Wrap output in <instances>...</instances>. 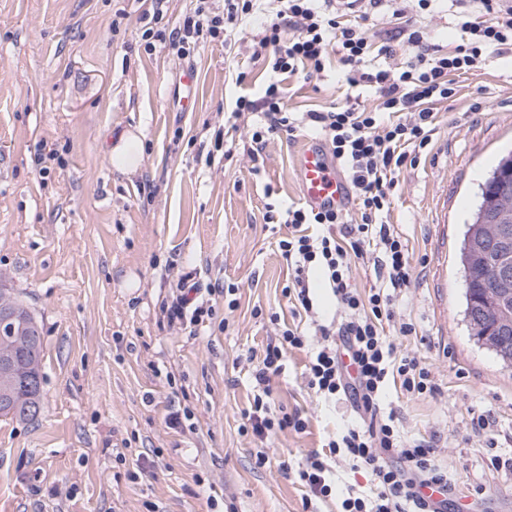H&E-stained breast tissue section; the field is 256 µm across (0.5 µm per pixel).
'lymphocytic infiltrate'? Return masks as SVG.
<instances>
[{"mask_svg": "<svg viewBox=\"0 0 512 512\" xmlns=\"http://www.w3.org/2000/svg\"><path fill=\"white\" fill-rule=\"evenodd\" d=\"M387 0H367L364 8L341 12L331 0H224L223 12L210 0H196L170 34L177 55L189 57L207 42L230 39L243 19L260 15L253 39V59L263 61L272 77L260 97L235 101V115L258 112L263 124L251 133L252 155H259L269 135L291 133L307 126L318 131L349 175L350 198L359 220L349 223L346 207L316 211L304 205L266 203L263 219L285 224L290 231L278 242L292 270L284 295L294 313L304 314L308 327L286 325L277 343L268 344L256 372L260 389L244 417L255 440L264 442L278 431L303 432L299 414L274 406L269 381L278 375L287 353L308 349L309 333L321 343L309 350L305 379L308 388L327 402L350 398L359 424L329 437L326 449L310 455L295 473L305 489L303 508L313 500L338 498L339 512H447V502L431 505L422 490L450 491L451 479L435 461L432 448L400 433L395 413L383 412L389 388L411 395H434L438 386L413 356L397 354L391 331L408 336L412 324L395 320L394 301L411 284L413 267L407 244L384 222L404 167L416 164L431 142L433 106L453 97L452 75L479 68L488 51H512V0H479V16L465 21L451 48L428 42L423 31L411 29L412 54L404 66L386 65L391 45H374L368 21ZM342 67L349 86L373 90L375 105L350 102L295 116L284 99V80L296 74L311 78L329 61ZM370 260L382 276L381 285L360 290L351 283L352 260ZM322 274L338 305L340 317L325 324L316 317L309 287L310 271ZM370 470L369 487L349 488L337 495L333 481L336 460Z\"/></svg>", "mask_w": 512, "mask_h": 512, "instance_id": "lymphocytic-infiltrate-1", "label": "lymphocytic infiltrate"}]
</instances>
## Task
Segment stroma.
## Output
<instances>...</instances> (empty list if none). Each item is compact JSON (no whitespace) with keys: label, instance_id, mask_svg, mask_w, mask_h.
Segmentation results:
<instances>
[{"label":"stroma","instance_id":"35a3bbf8","mask_svg":"<svg viewBox=\"0 0 512 512\" xmlns=\"http://www.w3.org/2000/svg\"><path fill=\"white\" fill-rule=\"evenodd\" d=\"M196 0H167L153 43L145 0H0V289L28 307L42 341V410L0 417V512H302L303 491L280 469L355 422L349 402L325 404L306 386L305 353L271 379L305 432L267 442L271 462L240 430L253 370L275 336L270 315L293 316L288 265L264 226L268 193L300 196L294 148L301 128L270 137L252 159L258 115L232 104L259 97L253 26L180 58L168 36ZM477 0H438L406 11L448 44ZM196 105L175 99L185 67ZM289 111L344 105L327 69L286 80ZM439 104L426 156L403 169L387 216L408 245L413 281L397 313L416 333L394 341L440 388L432 397L389 392L404 434L434 450L456 483L448 512H512V367L474 339L463 315L459 243L479 184L512 150V54L455 80ZM140 133L139 171L112 166L107 147ZM195 284L212 313L203 325L169 321L178 280ZM239 288L224 305L225 285ZM185 414L169 426L170 412ZM488 429L476 430L475 417Z\"/></svg>","mask_w":512,"mask_h":512}]
</instances>
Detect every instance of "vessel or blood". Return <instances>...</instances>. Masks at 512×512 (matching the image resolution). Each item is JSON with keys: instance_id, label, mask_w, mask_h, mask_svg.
Returning <instances> with one entry per match:
<instances>
[{"instance_id": "b4317fda", "label": "vessel or blood", "mask_w": 512, "mask_h": 512, "mask_svg": "<svg viewBox=\"0 0 512 512\" xmlns=\"http://www.w3.org/2000/svg\"><path fill=\"white\" fill-rule=\"evenodd\" d=\"M293 166L303 202L313 209L334 208L350 192L336 159L325 145L304 140L293 152Z\"/></svg>"}]
</instances>
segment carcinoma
<instances>
[{
	"instance_id": "obj_1",
	"label": "carcinoma",
	"mask_w": 512,
	"mask_h": 512,
	"mask_svg": "<svg viewBox=\"0 0 512 512\" xmlns=\"http://www.w3.org/2000/svg\"><path fill=\"white\" fill-rule=\"evenodd\" d=\"M512 210V151L504 154L480 185L479 201L467 224L460 248L463 268L464 316L472 335L484 341L503 363L512 362V278L500 277L503 265L512 268V238L495 240L498 225L508 220ZM492 291L503 300L491 324H486L479 305ZM9 353L18 365L8 375L0 374V401L9 399L15 407L13 418L36 419L42 407L41 385L29 383L41 374V336L34 318L15 320V334L0 336V354Z\"/></svg>"
}]
</instances>
